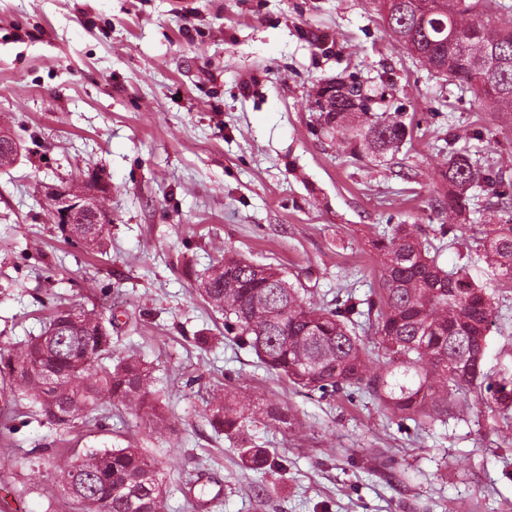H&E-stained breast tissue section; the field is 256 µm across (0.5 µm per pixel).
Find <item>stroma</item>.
Wrapping results in <instances>:
<instances>
[{"instance_id": "obj_1", "label": "stroma", "mask_w": 512, "mask_h": 512, "mask_svg": "<svg viewBox=\"0 0 512 512\" xmlns=\"http://www.w3.org/2000/svg\"><path fill=\"white\" fill-rule=\"evenodd\" d=\"M412 137L376 160L315 128L336 78ZM25 146L0 171V350L39 335L56 307L114 313L112 351L149 364L170 424L102 402L103 425L64 432L0 399V504L78 512L59 479L91 447L162 465L167 512H512V416L479 390L447 425L399 430L366 398L320 397L271 374L224 336L197 285L225 249L299 275L313 301L377 287L372 246L419 224L440 261L469 263L493 296L482 370L512 374V284L489 276L480 236L439 237L442 156L493 157L512 181V111L477 107L387 33L377 0H0V127ZM106 185L112 242L95 257L63 240L48 184ZM208 344H199V337ZM231 385L289 408L294 428H254L280 470L242 468L203 414Z\"/></svg>"}]
</instances>
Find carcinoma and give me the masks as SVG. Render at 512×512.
Returning a JSON list of instances; mask_svg holds the SVG:
<instances>
[{"label": "carcinoma", "mask_w": 512, "mask_h": 512, "mask_svg": "<svg viewBox=\"0 0 512 512\" xmlns=\"http://www.w3.org/2000/svg\"><path fill=\"white\" fill-rule=\"evenodd\" d=\"M396 9L390 35L411 57L448 82L465 86L480 103L512 110V0L484 16L479 0H378ZM326 99H317L320 125L350 149L383 157L406 141L396 114L371 112L353 82L338 80ZM22 146L0 129V168L12 166ZM445 191L438 206L448 214L440 237L470 222V215L512 206V183L493 164L459 151L448 152L442 171ZM61 236L96 255L108 253L112 221L89 215L59 224ZM421 228L392 224L374 243L381 261L378 289L364 299L336 296L317 306L306 289L283 271L255 265L227 249L199 283L201 296L224 313V332L250 349L269 371L293 386L333 396L352 389L368 396L414 427L446 424L457 395L483 384L487 336L497 318L487 288L464 264L442 268ZM485 259L493 275L512 283V218L482 230ZM112 353V333L101 313L58 307L37 336L0 353V396L23 394L43 421L60 429L77 427L101 400L143 412L155 428L168 425L162 399L150 390L151 370L134 357L113 366L99 361ZM484 406L512 411V376L486 385ZM212 430L236 441L247 470L281 467L249 428L278 422L292 413L274 403L245 404L226 385L208 402ZM76 493L80 512H166L163 475L138 448L92 450L60 468Z\"/></svg>", "instance_id": "obj_1"}]
</instances>
